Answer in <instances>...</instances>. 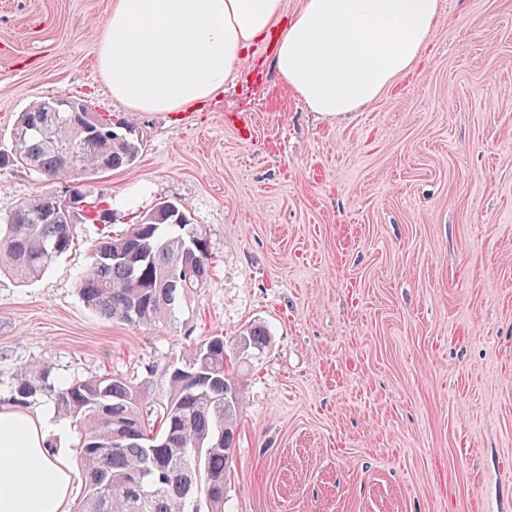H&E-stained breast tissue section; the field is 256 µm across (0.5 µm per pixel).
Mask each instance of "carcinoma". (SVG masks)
<instances>
[{
  "label": "carcinoma",
  "instance_id": "cac0c4a2",
  "mask_svg": "<svg viewBox=\"0 0 512 512\" xmlns=\"http://www.w3.org/2000/svg\"><path fill=\"white\" fill-rule=\"evenodd\" d=\"M52 94L19 113L12 131L23 136L0 151V165H17L38 176L72 183L63 202L37 195L0 216V271L21 282L40 276L74 242L75 224H109L112 209L82 190L89 178L134 164L139 141L93 112L73 121L51 112ZM186 208L163 200L124 230L94 240L89 263L77 280L83 303L106 319L132 326L165 321L179 297L204 287L211 256L198 227L180 221ZM249 350L235 366L224 362V337L192 348L168 374L165 400L116 375L73 380L51 387L58 414L79 435L81 495L73 512H197L187 483L213 489L210 512H224L225 476L231 463L243 402L239 368L251 352L265 350L261 325L244 333ZM50 368L25 366L12 401L46 386ZM165 479L158 480L159 472Z\"/></svg>",
  "mask_w": 512,
  "mask_h": 512
}]
</instances>
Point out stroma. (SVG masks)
<instances>
[{"mask_svg": "<svg viewBox=\"0 0 512 512\" xmlns=\"http://www.w3.org/2000/svg\"><path fill=\"white\" fill-rule=\"evenodd\" d=\"M441 2L415 68L336 120L287 92L267 41L202 108L131 111L97 65L112 0H0V143L42 96L87 100L141 147L84 185L112 230L169 199L212 257L150 327L78 295L101 225L38 280L1 274L0 406L43 363L159 402L190 349L260 323L224 512H512V0ZM57 189L1 166L0 213Z\"/></svg>", "mask_w": 512, "mask_h": 512, "instance_id": "obj_1", "label": "stroma"}]
</instances>
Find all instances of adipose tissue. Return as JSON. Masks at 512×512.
I'll use <instances>...</instances> for the list:
<instances>
[{
  "instance_id": "ef3b65f1",
  "label": "adipose tissue",
  "mask_w": 512,
  "mask_h": 512,
  "mask_svg": "<svg viewBox=\"0 0 512 512\" xmlns=\"http://www.w3.org/2000/svg\"><path fill=\"white\" fill-rule=\"evenodd\" d=\"M439 0H113L98 66L134 112H181L218 98L252 45L310 111L336 119L374 104L419 60ZM52 414L0 409V512H67L65 455L47 446Z\"/></svg>"
}]
</instances>
